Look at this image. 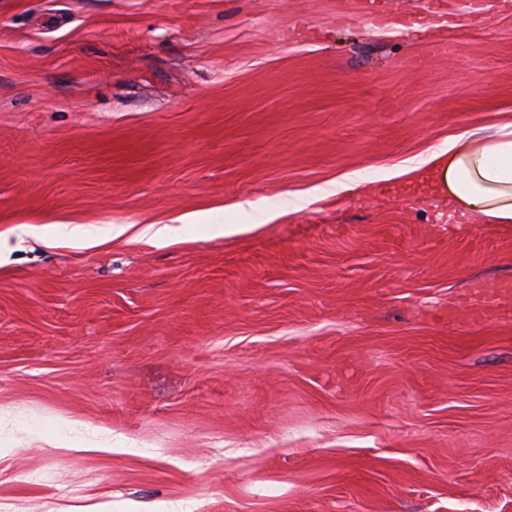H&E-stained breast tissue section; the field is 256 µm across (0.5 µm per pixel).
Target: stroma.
Masks as SVG:
<instances>
[{
	"instance_id": "obj_1",
	"label": "stroma",
	"mask_w": 512,
	"mask_h": 512,
	"mask_svg": "<svg viewBox=\"0 0 512 512\" xmlns=\"http://www.w3.org/2000/svg\"><path fill=\"white\" fill-rule=\"evenodd\" d=\"M466 2L0 0V512H512V225L403 173L512 123Z\"/></svg>"
}]
</instances>
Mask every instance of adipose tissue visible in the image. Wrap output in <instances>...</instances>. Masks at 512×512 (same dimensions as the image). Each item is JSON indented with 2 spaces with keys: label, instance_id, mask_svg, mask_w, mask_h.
I'll return each mask as SVG.
<instances>
[{
  "label": "adipose tissue",
  "instance_id": "ef3b65f1",
  "mask_svg": "<svg viewBox=\"0 0 512 512\" xmlns=\"http://www.w3.org/2000/svg\"><path fill=\"white\" fill-rule=\"evenodd\" d=\"M411 170L449 209L485 224H512V124L466 130Z\"/></svg>",
  "mask_w": 512,
  "mask_h": 512
}]
</instances>
